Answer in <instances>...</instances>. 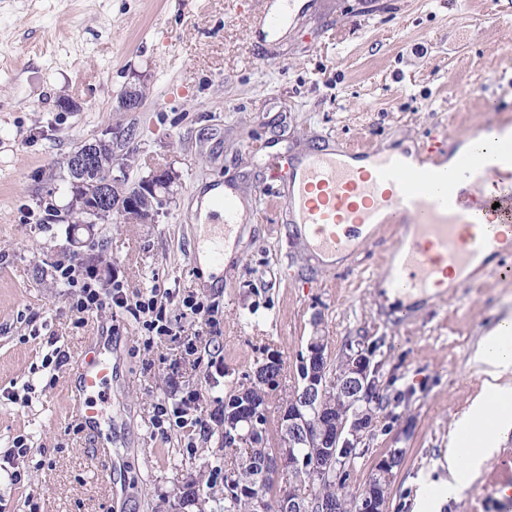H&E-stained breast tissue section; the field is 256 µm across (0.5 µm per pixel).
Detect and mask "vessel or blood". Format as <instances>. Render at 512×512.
<instances>
[{
  "mask_svg": "<svg viewBox=\"0 0 512 512\" xmlns=\"http://www.w3.org/2000/svg\"><path fill=\"white\" fill-rule=\"evenodd\" d=\"M352 149L335 144L308 153L293 165L284 196L287 223L323 258L358 246L369 225H401L395 249L401 259L391 285L428 292L444 275L479 270L478 258L501 249L512 232V144L496 154L474 152L448 171L410 164L395 155L378 157L371 170L355 168ZM480 186L477 206L460 207L458 177ZM224 223L205 242L212 262L224 260V236L235 224V203L225 195L214 203ZM112 379V359L95 349L81 367L72 412L85 430L96 432L102 418L97 396Z\"/></svg>",
  "mask_w": 512,
  "mask_h": 512,
  "instance_id": "b4317fda",
  "label": "vessel or blood"
}]
</instances>
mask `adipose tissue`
I'll list each match as a JSON object with an SVG mask.
<instances>
[{"label":"adipose tissue","mask_w":512,"mask_h":512,"mask_svg":"<svg viewBox=\"0 0 512 512\" xmlns=\"http://www.w3.org/2000/svg\"><path fill=\"white\" fill-rule=\"evenodd\" d=\"M485 380L481 393L456 422L451 448L444 455L448 476L424 479L413 512H441L449 497L462 491L512 434V314L500 318L474 354Z\"/></svg>","instance_id":"adipose-tissue-1"}]
</instances>
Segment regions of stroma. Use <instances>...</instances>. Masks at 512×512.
Listing matches in <instances>:
<instances>
[{
    "mask_svg": "<svg viewBox=\"0 0 512 512\" xmlns=\"http://www.w3.org/2000/svg\"><path fill=\"white\" fill-rule=\"evenodd\" d=\"M263 0H0V460L23 435L30 453L13 483L0 470V512H212L211 478L199 506L181 492L203 467L238 455L216 426L194 438L160 434L153 405L199 391L215 411L267 356L298 385L310 337L337 364L344 343L369 349L380 392L404 394L394 416L377 412L351 471L358 488L389 449H404L389 512H412L423 475L441 463L453 423L479 392L474 352L512 310V276L459 281L408 305L381 302L375 284L400 234L374 239L326 269L282 223L283 180L296 156L333 141L378 153L435 136L512 127V0H319L288 25L260 32ZM140 107L118 111L127 88ZM70 98L76 111L61 108ZM133 131L131 183L161 170L175 182L151 224L120 215L90 241L108 262L98 281L129 291L160 284L179 317L184 296L212 304L216 329L186 323L181 336L143 343L142 324L114 308L78 323L47 264L81 265L59 213L62 159L105 129ZM229 182L249 209L238 249L206 283L190 258L203 191ZM112 350V384L100 402L116 462L111 480L93 462L92 438L69 412L75 366L91 342ZM68 359L51 371L54 348ZM512 484V437L442 512H512L497 493Z\"/></svg>",
    "mask_w": 512,
    "mask_h": 512,
    "instance_id": "obj_1",
    "label": "stroma"
}]
</instances>
